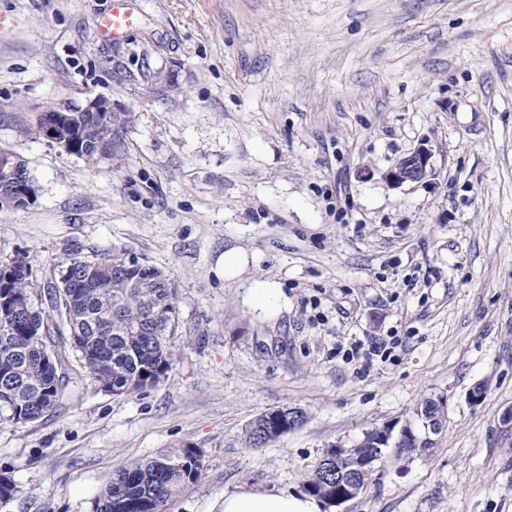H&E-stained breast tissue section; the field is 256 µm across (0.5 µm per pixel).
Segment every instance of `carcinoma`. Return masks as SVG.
Instances as JSON below:
<instances>
[{"mask_svg":"<svg viewBox=\"0 0 512 512\" xmlns=\"http://www.w3.org/2000/svg\"><path fill=\"white\" fill-rule=\"evenodd\" d=\"M72 152L92 163L112 155L125 112H69ZM0 175L27 164L12 146L0 144ZM66 278L51 286L50 312L32 303V265L18 252L0 261V322L11 316L12 327L0 329V413L35 421L53 410L68 383L66 349L80 353L83 366L116 396L140 392L164 378L175 360L178 336L177 288L159 268L122 251L82 256L65 247ZM68 288L67 307L57 304L56 289ZM53 350L57 366L45 364ZM287 434L273 420L257 416L246 428V443L259 448ZM380 451L419 447V437L406 426L399 435L375 428L351 448L329 449L333 460L319 461L304 482L305 492L323 500L350 495L349 475L371 471L372 445ZM204 468L196 448L165 451L153 458L116 469L95 501L94 512H166L168 503ZM17 486L0 473V503H7Z\"/></svg>","mask_w":512,"mask_h":512,"instance_id":"carcinoma-1","label":"carcinoma"}]
</instances>
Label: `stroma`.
I'll return each instance as SVG.
<instances>
[{
  "label": "stroma",
  "mask_w": 512,
  "mask_h": 512,
  "mask_svg": "<svg viewBox=\"0 0 512 512\" xmlns=\"http://www.w3.org/2000/svg\"><path fill=\"white\" fill-rule=\"evenodd\" d=\"M131 6L110 40L112 0H0V143L37 187L0 210V261L28 254L42 308L70 242L164 268L178 357L115 396L69 353L52 411L0 415L18 489L0 512H93L116 468L184 446L203 476L167 512H222L242 485L299 493L329 445L422 431L428 397L444 402L428 449L387 450L332 512H512V0ZM96 97L130 115L111 157L36 132L47 104ZM422 145L432 176L390 185ZM230 249L248 258L233 278ZM260 283L279 288L276 311ZM282 406L304 424L247 447L248 423ZM129 0H114L111 13L104 17L99 26L102 36L117 39L134 25V17L128 8Z\"/></svg>",
  "instance_id": "obj_1"
}]
</instances>
